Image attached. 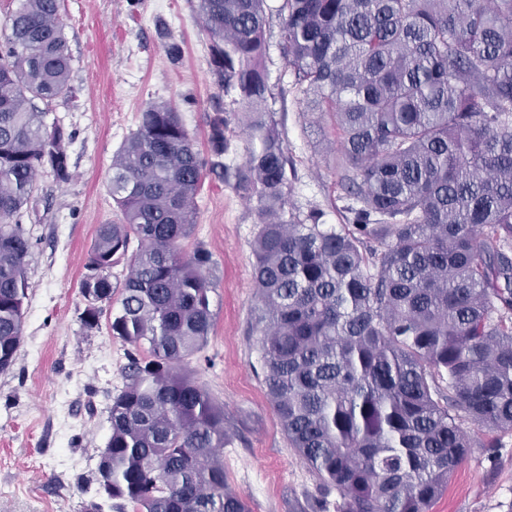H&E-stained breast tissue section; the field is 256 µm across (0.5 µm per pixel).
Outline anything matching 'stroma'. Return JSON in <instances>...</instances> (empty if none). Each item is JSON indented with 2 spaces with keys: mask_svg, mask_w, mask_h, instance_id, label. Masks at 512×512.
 I'll list each match as a JSON object with an SVG mask.
<instances>
[{
  "mask_svg": "<svg viewBox=\"0 0 512 512\" xmlns=\"http://www.w3.org/2000/svg\"><path fill=\"white\" fill-rule=\"evenodd\" d=\"M282 0H266L273 96L295 167L290 203L316 207L329 224L344 221L332 168L336 133L329 117L311 114L279 51ZM73 57L76 103L53 102L49 121L72 130L73 177L41 172L22 227L34 243L22 339L13 365L0 372V512H134L98 493L94 471L111 435L107 410L123 384L130 347L112 335L109 317L81 328L86 306L79 283L99 225L120 223L107 188L112 156L136 130L146 103H172L207 145V118L232 106L210 73L197 0H61ZM183 48L172 63L168 40ZM196 227L185 250L204 245L216 263L214 327L190 363L199 383L223 404L229 441L222 455L230 490L250 512H288V502L325 500L316 475L289 448L262 384L251 314L255 305L250 242L255 207L229 185L206 177L196 199ZM495 455L472 449L431 512H512V432Z\"/></svg>",
  "mask_w": 512,
  "mask_h": 512,
  "instance_id": "1",
  "label": "stroma"
}]
</instances>
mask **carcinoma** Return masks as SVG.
Returning <instances> with one entry per match:
<instances>
[{
    "label": "carcinoma",
    "instance_id": "carcinoma-1",
    "mask_svg": "<svg viewBox=\"0 0 512 512\" xmlns=\"http://www.w3.org/2000/svg\"><path fill=\"white\" fill-rule=\"evenodd\" d=\"M265 2L198 0L210 73L238 107L209 116L206 152L157 100L112 158L122 222L97 228L81 322L98 325L120 295L110 328L134 350L96 483L137 512H249L224 475V407L190 367L215 321V262L182 243L211 173L255 201L253 329L289 447L336 492V512H429L471 449L492 455L512 431V0H282L281 54L307 110L336 127L345 224L287 206ZM8 24L0 371L20 346L29 288L21 211L40 170L71 178L73 132L45 117L75 96L60 0H18Z\"/></svg>",
    "mask_w": 512,
    "mask_h": 512
}]
</instances>
